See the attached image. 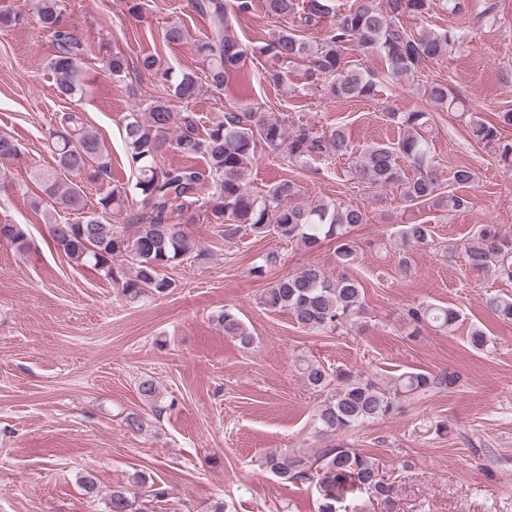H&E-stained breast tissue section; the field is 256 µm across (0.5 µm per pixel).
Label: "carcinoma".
Wrapping results in <instances>:
<instances>
[{
  "mask_svg": "<svg viewBox=\"0 0 512 512\" xmlns=\"http://www.w3.org/2000/svg\"><path fill=\"white\" fill-rule=\"evenodd\" d=\"M432 0H355L340 14L334 13L331 0H306L301 20L306 27L324 26L315 43L289 32L280 31L259 47L275 68L266 72L272 83L282 79L281 67L298 62L307 65L310 85L327 95L350 100H373L380 80L415 78L425 67L445 55H452L460 44L454 28L441 32L413 31L403 24L407 16L423 18ZM195 11L209 21L210 34L196 45L200 63L210 88L220 90L224 81L241 71L247 50L229 34L230 12L225 0H192ZM266 10L277 18L296 12V0H265ZM33 13L40 27L51 33L56 54L50 61L59 94L74 97L82 91V48L61 25L59 0H35ZM365 56L379 54L385 59L386 72L380 76L350 65L345 60L348 45ZM104 69L116 81L129 74L127 58L115 52L103 61ZM140 67L160 75L169 83L168 96L150 103L145 117L129 115L124 128L126 156L136 170L135 188L143 197L145 211L127 232L111 222L112 212L122 205L126 191L108 183L110 157L99 138L85 130L82 118L70 113L60 126L49 132L48 146L55 154L57 169L37 173L41 195L32 207L49 213L61 208L81 215L76 223H50V236L65 256L92 265L105 275L121 281L124 295L138 300L149 292L163 293L171 283L162 276L165 269L191 259L189 227L174 222V213L205 209L217 234L229 241L244 227L258 236L273 235L295 242L313 251L325 241L336 242V263L347 267L357 257V246L349 239L351 228L371 224L374 217L364 206L337 200L292 204L298 195L295 182L285 179L257 196L247 188L245 171L257 154L267 151L290 163L315 158H335L351 154L352 148L342 128L317 131L300 126L288 131L283 120L272 118L254 108L229 107L222 120L201 134L193 116L178 112L173 101L189 102L201 89L198 77L188 71L173 73L161 69L153 55L141 58ZM420 92L437 110L451 111L454 98L448 83L431 79L420 83ZM387 121L403 130L393 144L374 143L364 148L355 179L373 193L392 189L399 192L410 207H441L450 212L467 209L471 198L457 190L475 182V173L466 166L452 169L448 180L440 178L428 140L431 113L416 109L390 111ZM512 127V109L496 114L486 122L477 116L469 120V133L478 144L494 146L499 162L512 168V144L503 140V131ZM175 130L174 142L167 133ZM186 158L203 157L206 168L172 165L163 161L168 147ZM413 171L408 177L405 168ZM76 177L86 176L97 184V202L87 209L83 189L59 180L57 171ZM209 182L213 191L199 198L200 186ZM403 246L398 266L403 275L411 271L409 251L433 243L431 225L426 222L404 224L398 230ZM24 251L27 233L22 224H0V242ZM462 254L466 265L477 271L491 270L497 278L512 282V233L497 224H478L465 242L449 246ZM121 261L130 275L117 274L114 262ZM364 288L346 273L329 277L316 265L283 276L266 288L261 304L273 311L287 312L294 323L310 333L334 334L345 324L356 321L364 312ZM486 307L500 320L512 321V298L489 296ZM406 319L414 331L433 326L454 331L459 313L451 307L419 303L406 309ZM224 335L250 348L255 337L238 316L224 310L217 317ZM471 348L488 352L494 344L479 328L470 330ZM305 383L315 392H327L316 410L320 431L331 435L349 434L363 424L384 420L400 412L403 402L421 400L443 387L459 386L455 372L434 375L427 371L404 372L386 383H378L348 369L328 372L319 364L303 368ZM142 399L155 408L159 390L156 382H139ZM264 465L283 483L306 484L317 494V512H358L349 503L357 493L388 503L396 493L395 481L386 476L378 461L343 442L319 450L312 457L290 454L281 449L268 451ZM146 477L136 473L126 485L112 487L108 512H148L145 502L137 500L136 487H144Z\"/></svg>",
  "mask_w": 512,
  "mask_h": 512,
  "instance_id": "cac0c4a2",
  "label": "carcinoma"
}]
</instances>
